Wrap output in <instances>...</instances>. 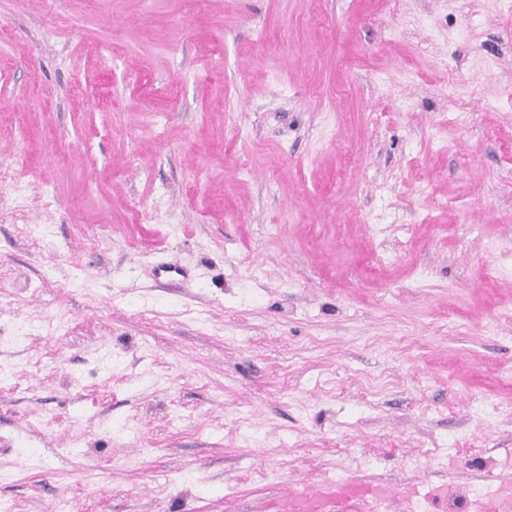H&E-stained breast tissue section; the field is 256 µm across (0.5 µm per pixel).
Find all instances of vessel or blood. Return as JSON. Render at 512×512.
<instances>
[{
	"mask_svg": "<svg viewBox=\"0 0 512 512\" xmlns=\"http://www.w3.org/2000/svg\"><path fill=\"white\" fill-rule=\"evenodd\" d=\"M365 495L362 486L349 482H332L318 491L295 487L278 499L257 502L253 512H356ZM475 507L477 512H512V488H499Z\"/></svg>",
	"mask_w": 512,
	"mask_h": 512,
	"instance_id": "obj_1",
	"label": "vessel or blood"
}]
</instances>
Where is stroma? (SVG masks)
<instances>
[{
    "mask_svg": "<svg viewBox=\"0 0 512 512\" xmlns=\"http://www.w3.org/2000/svg\"><path fill=\"white\" fill-rule=\"evenodd\" d=\"M512 486V0H0V512Z\"/></svg>",
    "mask_w": 512,
    "mask_h": 512,
    "instance_id": "obj_1",
    "label": "stroma"
}]
</instances>
